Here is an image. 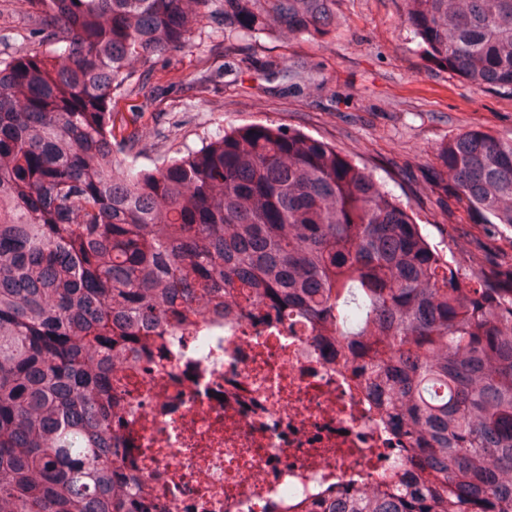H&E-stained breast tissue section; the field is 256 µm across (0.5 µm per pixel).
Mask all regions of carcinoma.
I'll return each mask as SVG.
<instances>
[{
	"label": "carcinoma",
	"mask_w": 512,
	"mask_h": 512,
	"mask_svg": "<svg viewBox=\"0 0 512 512\" xmlns=\"http://www.w3.org/2000/svg\"><path fill=\"white\" fill-rule=\"evenodd\" d=\"M335 3L36 0L43 48L0 60V512H154L115 465L112 365L231 292L338 347L422 473L314 512H512V288L453 267L372 174L296 129L232 128L154 167L126 160L141 136L117 139L133 64L190 47L201 18L319 40ZM400 3L428 61L512 90V0ZM434 181L512 227V138L458 134Z\"/></svg>",
	"instance_id": "carcinoma-1"
}]
</instances>
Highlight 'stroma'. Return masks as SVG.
<instances>
[{"instance_id": "stroma-1", "label": "stroma", "mask_w": 512, "mask_h": 512, "mask_svg": "<svg viewBox=\"0 0 512 512\" xmlns=\"http://www.w3.org/2000/svg\"><path fill=\"white\" fill-rule=\"evenodd\" d=\"M33 9L32 0H0V59L38 47ZM336 17L335 32L322 41L231 35L202 19L189 48L156 59L140 94L116 101L126 133L146 135L134 163L199 149L222 128H295L332 144L408 203L453 266L511 286L512 228L471 223L454 201L438 199L431 174L436 149L461 132L512 137V93L431 66L396 0H336ZM292 66L314 78L287 94Z\"/></svg>"}]
</instances>
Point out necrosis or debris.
Returning a JSON list of instances; mask_svg holds the SVG:
<instances>
[{
	"label": "necrosis or debris",
	"mask_w": 512,
	"mask_h": 512,
	"mask_svg": "<svg viewBox=\"0 0 512 512\" xmlns=\"http://www.w3.org/2000/svg\"><path fill=\"white\" fill-rule=\"evenodd\" d=\"M118 464L166 512H309L395 493L405 453L353 366L300 327L224 313L141 339L112 368Z\"/></svg>",
	"instance_id": "1"
}]
</instances>
